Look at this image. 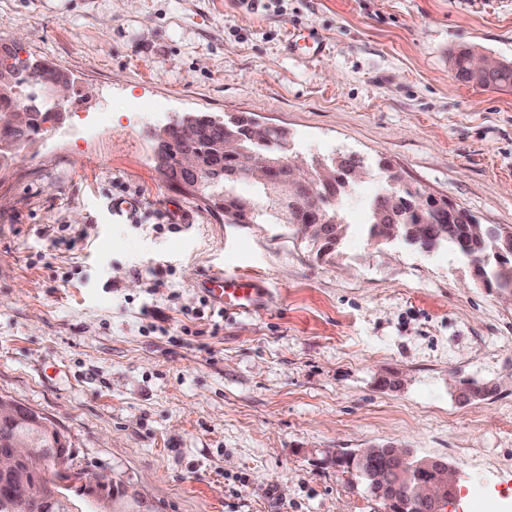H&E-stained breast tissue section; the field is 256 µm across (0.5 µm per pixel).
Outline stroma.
I'll return each mask as SVG.
<instances>
[{
	"instance_id": "1",
	"label": "stroma",
	"mask_w": 512,
	"mask_h": 512,
	"mask_svg": "<svg viewBox=\"0 0 512 512\" xmlns=\"http://www.w3.org/2000/svg\"><path fill=\"white\" fill-rule=\"evenodd\" d=\"M313 34L314 52L291 35ZM72 87L62 121L0 168V396L44 415L83 480L162 512H387L334 454L409 448L457 471L441 512H512V297L446 248L366 233L381 163L512 227V0H0V47ZM187 113L248 115L289 153L372 170L328 259L288 224H227L154 167ZM118 198L136 200L115 215ZM260 308L208 302L217 271ZM485 384L460 403L454 383ZM473 49L463 48L460 49L455 55L452 56V64L456 70L457 77L469 82L466 76V69L464 67V59ZM502 65V61L494 58L488 54H470L467 60V70L470 79L474 83H482L490 74L496 71Z\"/></svg>"
}]
</instances>
